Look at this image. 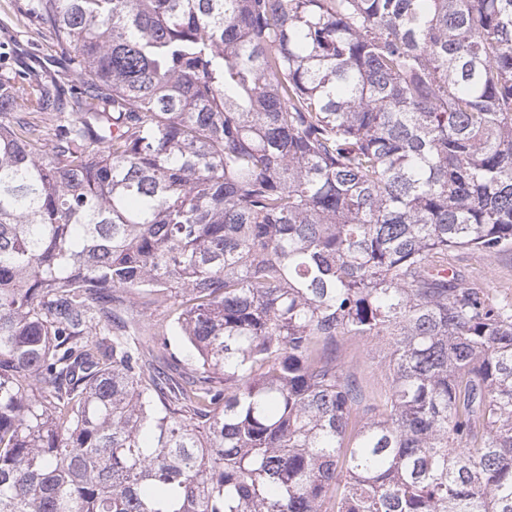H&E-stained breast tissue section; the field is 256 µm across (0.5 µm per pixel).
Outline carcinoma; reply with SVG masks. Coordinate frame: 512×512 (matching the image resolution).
<instances>
[{"mask_svg":"<svg viewBox=\"0 0 512 512\" xmlns=\"http://www.w3.org/2000/svg\"><path fill=\"white\" fill-rule=\"evenodd\" d=\"M18 13L78 80L0 61V512H512V302L448 264L512 251V0ZM386 348L384 344L372 345L360 338L346 339L340 348L352 358L358 383L367 398L377 396L389 386L384 368L380 365Z\"/></svg>","mask_w":512,"mask_h":512,"instance_id":"cac0c4a2","label":"carcinoma"}]
</instances>
